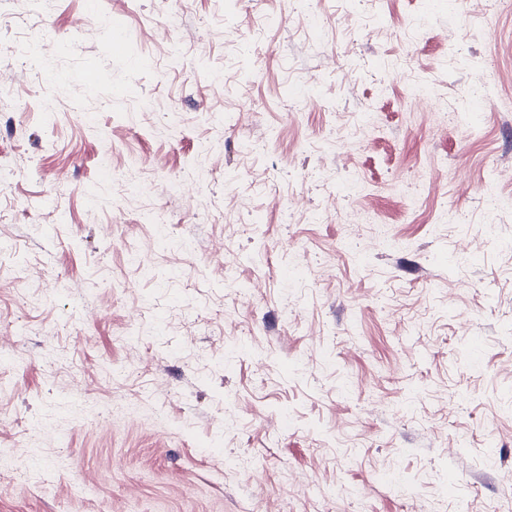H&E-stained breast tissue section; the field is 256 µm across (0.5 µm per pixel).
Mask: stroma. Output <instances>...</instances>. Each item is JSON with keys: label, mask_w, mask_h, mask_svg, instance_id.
Returning a JSON list of instances; mask_svg holds the SVG:
<instances>
[{"label": "stroma", "mask_w": 512, "mask_h": 512, "mask_svg": "<svg viewBox=\"0 0 512 512\" xmlns=\"http://www.w3.org/2000/svg\"><path fill=\"white\" fill-rule=\"evenodd\" d=\"M0 59V512H512V0H0Z\"/></svg>", "instance_id": "35a3bbf8"}]
</instances>
